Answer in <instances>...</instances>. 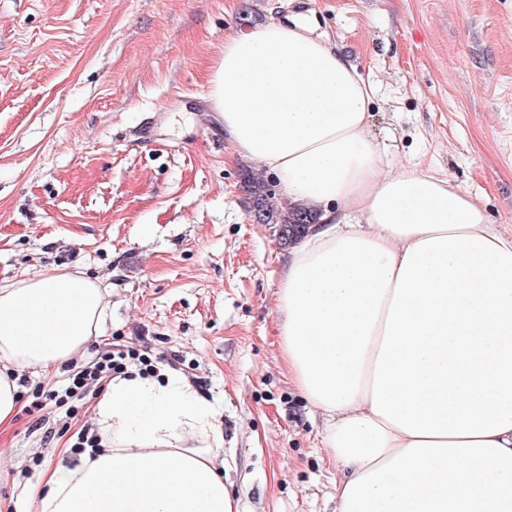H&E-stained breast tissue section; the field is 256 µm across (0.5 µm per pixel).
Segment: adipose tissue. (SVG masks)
<instances>
[{
  "label": "adipose tissue",
  "instance_id": "ef3b65f1",
  "mask_svg": "<svg viewBox=\"0 0 512 512\" xmlns=\"http://www.w3.org/2000/svg\"><path fill=\"white\" fill-rule=\"evenodd\" d=\"M292 15L225 40L212 118L316 224L288 250L281 351L323 412L336 512H512V231L428 171H384L372 86ZM99 282L49 270L0 285V428L17 377L101 336ZM218 409L185 377L109 381L100 448L57 466L36 512H233Z\"/></svg>",
  "mask_w": 512,
  "mask_h": 512
}]
</instances>
